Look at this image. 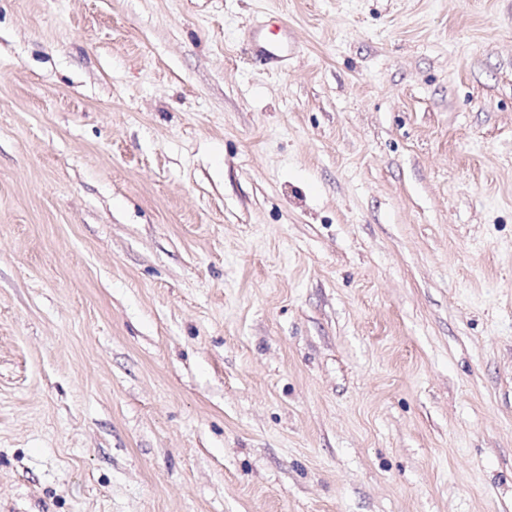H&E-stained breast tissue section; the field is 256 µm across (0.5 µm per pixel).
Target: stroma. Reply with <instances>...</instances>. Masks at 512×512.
I'll list each match as a JSON object with an SVG mask.
<instances>
[{
    "label": "stroma",
    "mask_w": 512,
    "mask_h": 512,
    "mask_svg": "<svg viewBox=\"0 0 512 512\" xmlns=\"http://www.w3.org/2000/svg\"><path fill=\"white\" fill-rule=\"evenodd\" d=\"M0 512H512V0H0ZM268 27L278 29V37L271 40L263 30ZM255 52L266 60L281 61L288 54V24L281 17L269 18L253 38Z\"/></svg>",
    "instance_id": "obj_1"
}]
</instances>
